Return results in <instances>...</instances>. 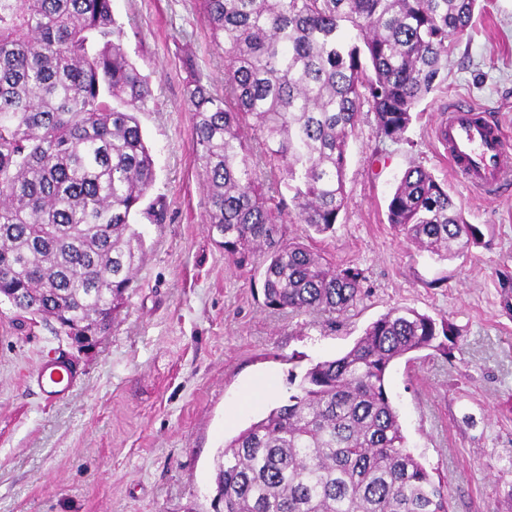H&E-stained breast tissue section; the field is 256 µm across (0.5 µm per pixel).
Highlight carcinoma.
<instances>
[{"mask_svg": "<svg viewBox=\"0 0 512 512\" xmlns=\"http://www.w3.org/2000/svg\"><path fill=\"white\" fill-rule=\"evenodd\" d=\"M478 0H205L224 52V96L184 87L202 162L206 228L238 268L264 267L267 307L343 312L365 276L287 237L345 209L349 141L369 102L397 140L437 87L448 37ZM149 77L112 0H0V291L18 316L100 336L117 323L143 259L138 223L162 224L137 114ZM403 242L442 259L483 243L432 171H405L387 204ZM512 314V272L498 276ZM448 322L392 309L343 356L311 365L288 402L228 441L214 512H452L440 474L408 449L385 387L390 365L431 349Z\"/></svg>", "mask_w": 512, "mask_h": 512, "instance_id": "1", "label": "carcinoma"}]
</instances>
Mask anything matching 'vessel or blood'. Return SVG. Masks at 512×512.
<instances>
[{
  "label": "vessel or blood",
  "mask_w": 512,
  "mask_h": 512,
  "mask_svg": "<svg viewBox=\"0 0 512 512\" xmlns=\"http://www.w3.org/2000/svg\"><path fill=\"white\" fill-rule=\"evenodd\" d=\"M448 160L469 184L496 193L512 184V152L492 121L476 119L471 105H448ZM35 381L46 397L59 399L74 386L68 370L46 361L35 371Z\"/></svg>",
  "instance_id": "1"
}]
</instances>
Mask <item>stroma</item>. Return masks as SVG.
<instances>
[{
    "label": "stroma",
    "mask_w": 512,
    "mask_h": 512,
    "mask_svg": "<svg viewBox=\"0 0 512 512\" xmlns=\"http://www.w3.org/2000/svg\"><path fill=\"white\" fill-rule=\"evenodd\" d=\"M125 44L153 97L138 118L166 224L142 225L137 286L94 352L78 355L72 393L50 400L29 380L67 344L50 326L19 325L0 302V512H212L226 441L288 400L291 376L349 350L394 308L445 320L452 359L395 361L386 387L410 450L445 474L455 512H512V315L497 275L512 271V186H468L435 147L439 109L463 100L512 137V0H480L448 54L444 83L418 106L403 139L381 140L362 108L345 170L348 204L332 234L310 240L366 276L341 314H285L265 305L262 269H237L205 226L206 188L184 101L190 74L224 90L203 0H112ZM192 59L186 70L184 59ZM415 165L447 182L484 245L441 260L404 245L388 200Z\"/></svg>",
    "instance_id": "stroma-1"
}]
</instances>
